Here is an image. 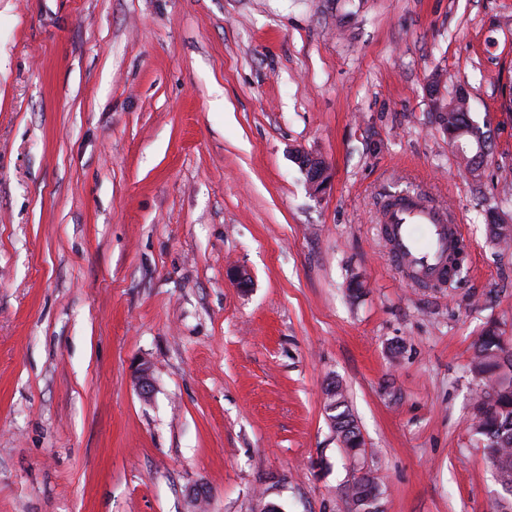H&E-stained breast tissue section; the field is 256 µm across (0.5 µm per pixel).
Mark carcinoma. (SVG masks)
I'll return each instance as SVG.
<instances>
[{
    "label": "carcinoma",
    "instance_id": "cac0c4a2",
    "mask_svg": "<svg viewBox=\"0 0 512 512\" xmlns=\"http://www.w3.org/2000/svg\"><path fill=\"white\" fill-rule=\"evenodd\" d=\"M468 102L466 96L450 102L451 108L440 128L448 135V143L461 155L465 170L479 180L487 164L490 142L485 132L473 123ZM490 237L498 245L509 246L512 224H491ZM470 371L481 384L472 411L475 434L482 441L485 459L496 481L512 494V343L495 326H487L474 344ZM324 408L346 451L352 456L360 454L362 438L340 385L328 386ZM383 494L380 478L371 471L356 478L347 490L351 500L357 502L371 496L379 506Z\"/></svg>",
    "mask_w": 512,
    "mask_h": 512
}]
</instances>
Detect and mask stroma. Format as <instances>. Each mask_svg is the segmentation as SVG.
Returning a JSON list of instances; mask_svg holds the SVG:
<instances>
[{
    "label": "stroma",
    "instance_id": "stroma-1",
    "mask_svg": "<svg viewBox=\"0 0 512 512\" xmlns=\"http://www.w3.org/2000/svg\"><path fill=\"white\" fill-rule=\"evenodd\" d=\"M436 70L490 126L481 180L434 120ZM402 189L465 225L460 285L389 265ZM496 213L512 0H0V512H192L198 486L206 512H348L365 470L385 512H512L470 426L473 345L512 339ZM295 159L307 176L310 192L315 196L321 195L326 188L328 178L326 162L321 158L303 152H298ZM134 384L144 398H148L155 390V379L151 366L146 361H140L133 371ZM337 385L331 384L327 388V397L325 398L324 408L333 427L340 437L343 447L352 455L357 456L362 450V438L358 428L355 426V419L350 412L348 403L345 404L344 395L340 389V382ZM331 405H336L334 412H328ZM383 488L380 478L373 472L368 471L366 475L359 476L352 482L347 490V499L350 497L351 501H359L364 497H373L377 502L374 507L382 505Z\"/></svg>",
    "mask_w": 512,
    "mask_h": 512
}]
</instances>
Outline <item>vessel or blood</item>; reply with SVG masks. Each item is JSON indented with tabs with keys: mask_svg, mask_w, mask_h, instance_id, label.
<instances>
[{
	"mask_svg": "<svg viewBox=\"0 0 512 512\" xmlns=\"http://www.w3.org/2000/svg\"><path fill=\"white\" fill-rule=\"evenodd\" d=\"M381 222L393 268L421 282L443 281L448 254L461 237L459 225L453 224L446 209L408 195L393 202L383 212Z\"/></svg>",
	"mask_w": 512,
	"mask_h": 512,
	"instance_id": "1",
	"label": "vessel or blood"
}]
</instances>
